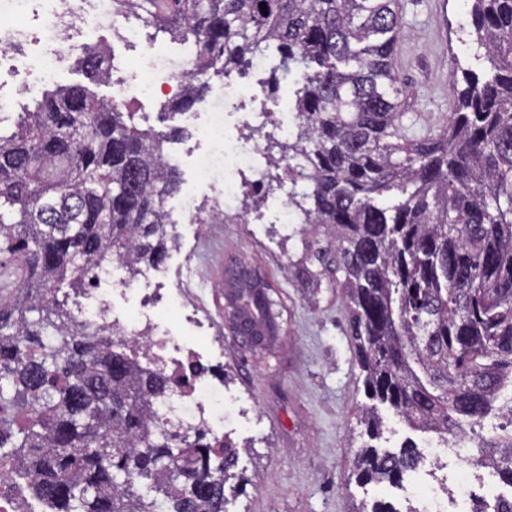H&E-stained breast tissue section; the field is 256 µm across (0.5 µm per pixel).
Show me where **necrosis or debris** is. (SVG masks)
Segmentation results:
<instances>
[{
  "instance_id": "obj_1",
  "label": "necrosis or debris",
  "mask_w": 512,
  "mask_h": 512,
  "mask_svg": "<svg viewBox=\"0 0 512 512\" xmlns=\"http://www.w3.org/2000/svg\"><path fill=\"white\" fill-rule=\"evenodd\" d=\"M92 25L112 29L122 41L141 45L137 25L131 17L116 11L113 0H0V73L21 76L24 87L37 90L55 77L70 52L88 47L86 30ZM20 44L28 46L33 60L32 67L24 71L13 54ZM142 47L139 71L133 72L132 83L114 85L113 103L128 107L143 97L179 96L192 75L195 44H187L177 58L160 45ZM247 95L246 85L232 79L225 82L224 98L212 105L211 118L203 129L204 136L221 144L222 151L198 158L200 178L221 200L215 215L234 214L240 189L249 181L267 189L262 211L271 214L275 223H294L292 208L267 187L271 166L258 132L265 117L262 108L246 104ZM102 278L121 291H138L134 280L123 276L121 265L107 263ZM138 293L137 308L118 318L107 294L93 289L94 304L79 308L72 321L89 333L102 329L114 332L152 367L184 379L172 423L199 419L205 421L210 437L223 439L224 386L211 376L204 363L208 355L222 359L223 344H216L206 354L196 343L171 336L161 324L157 296L146 291ZM426 458L437 467L450 463L455 477L446 487L431 488L423 502V512H445V505H456L473 496L476 463L439 443L432 445ZM0 482L10 487L9 493L0 494V512H41L39 503L32 498L28 478L21 476L17 466L0 467Z\"/></svg>"
}]
</instances>
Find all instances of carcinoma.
Listing matches in <instances>:
<instances>
[{"instance_id":"obj_1","label":"carcinoma","mask_w":512,"mask_h":512,"mask_svg":"<svg viewBox=\"0 0 512 512\" xmlns=\"http://www.w3.org/2000/svg\"><path fill=\"white\" fill-rule=\"evenodd\" d=\"M158 32L197 46L185 113L204 100L209 73L249 75L269 59L265 84L289 94L297 136L271 140L274 179L305 223L330 242L309 245L331 265L350 304L349 332L363 375L368 441L356 449L359 485H399L424 457L413 444L372 445L386 423L447 443L465 427L503 418L473 448L512 487V0H470V36L486 63L452 71L454 105L442 126L406 136L394 55L403 37L393 0H116ZM265 7H260V4ZM268 14H263V11ZM89 79L110 78L102 50L78 55ZM83 86L59 87L0 113V464L34 476L51 512H226L242 477L239 447L199 426L151 422L154 403L181 386L142 364L122 339L42 335L59 317L66 283L97 285L102 262L137 273L164 264L177 243L165 200L180 189L168 136ZM227 299L269 331L272 288L234 260ZM38 318L32 320L29 315ZM177 452L174 478L158 461ZM145 483L153 497L138 491ZM354 512H418L360 503Z\"/></svg>"}]
</instances>
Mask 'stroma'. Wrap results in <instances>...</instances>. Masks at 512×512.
<instances>
[{
  "label": "stroma",
  "mask_w": 512,
  "mask_h": 512,
  "mask_svg": "<svg viewBox=\"0 0 512 512\" xmlns=\"http://www.w3.org/2000/svg\"><path fill=\"white\" fill-rule=\"evenodd\" d=\"M404 37L394 59L402 81L400 110L406 134L420 138L446 120L453 105L448 77L453 68L481 70L475 47L466 39L470 25L466 0H396ZM204 102L194 123L165 114V97L146 101L135 121L141 128L178 136L167 143L184 184L197 179L194 160L212 145L199 127L211 102L224 96V78L209 75ZM179 245L162 266L165 287L196 277L188 300L209 324V335L224 339V396L234 405L226 430L242 452L237 469L246 483L229 498L226 512H352L356 502L385 499L395 505L416 500L433 479L419 471L402 487L358 486L348 480L361 431L358 407L362 380L348 336L349 304L335 274L307 259L304 240L316 238L299 224L281 231L237 220L232 223L180 224ZM236 258L251 263L273 284L281 315V344L275 356L262 357L234 336L224 322V264Z\"/></svg>",
  "instance_id": "stroma-1"
}]
</instances>
